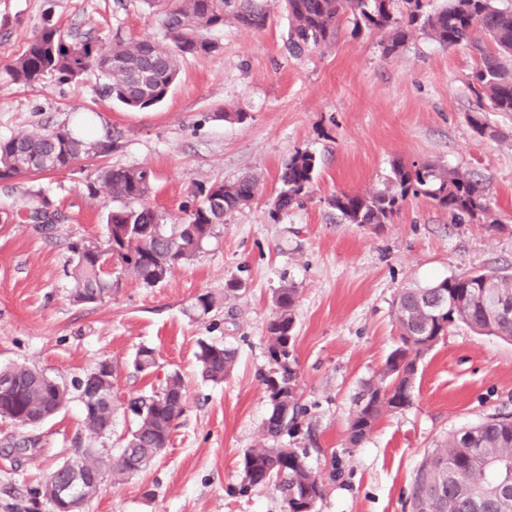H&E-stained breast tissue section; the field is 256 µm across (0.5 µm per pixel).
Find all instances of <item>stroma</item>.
<instances>
[{
	"instance_id": "1",
	"label": "stroma",
	"mask_w": 512,
	"mask_h": 512,
	"mask_svg": "<svg viewBox=\"0 0 512 512\" xmlns=\"http://www.w3.org/2000/svg\"><path fill=\"white\" fill-rule=\"evenodd\" d=\"M260 2L270 14L265 29L229 21L211 31L214 52L186 60L156 107L130 111L103 97L93 74L31 88L6 67L46 22L80 39L160 37L145 0H0V138L57 127L78 133L89 122L92 139L116 135L121 143L69 171L0 182V209L39 193L66 216L48 232L0 224V368L23 364L71 383L107 360L116 392L112 433L102 439L83 427L74 392L38 426L0 419V512H28L32 490L77 449L112 454L133 425L129 399L174 371L185 379L187 402L168 448L139 475L105 479L83 512H285L274 485L243 488L241 471L244 453L268 442L266 380L275 366L266 327L282 288L298 291L302 413L279 443L302 451L322 481L316 512H410L425 454L492 414L512 412V342L459 325L422 357L411 404L383 415L361 444L347 440L363 383L380 380L397 345L399 292L473 270H512V113L491 111L470 91L477 58L466 47H442L417 29L387 56L381 34L352 35L347 19L333 43L294 57L284 48L288 20L279 0ZM224 112L234 120H221ZM475 114L505 139L475 133L468 121ZM305 150L319 164L314 188L271 218L278 175ZM396 157L479 174L496 223H457L424 197L407 199L388 224L339 221L329 198L390 188ZM106 165L152 168L149 200L168 218L216 182L252 174L261 190L163 282L149 287L116 267L110 297L76 304L71 246L105 240L115 206L107 192L86 190ZM230 282L239 292L228 299ZM207 292L217 304L203 315L192 304ZM202 341L238 352L222 384L200 376ZM142 347L156 354L148 374L134 363ZM27 437L34 450L14 452Z\"/></svg>"
}]
</instances>
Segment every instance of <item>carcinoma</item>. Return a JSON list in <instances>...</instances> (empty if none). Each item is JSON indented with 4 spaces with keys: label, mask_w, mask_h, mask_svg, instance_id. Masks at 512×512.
I'll list each match as a JSON object with an SVG mask.
<instances>
[{
    "label": "carcinoma",
    "mask_w": 512,
    "mask_h": 512,
    "mask_svg": "<svg viewBox=\"0 0 512 512\" xmlns=\"http://www.w3.org/2000/svg\"><path fill=\"white\" fill-rule=\"evenodd\" d=\"M161 16L159 39L110 44L70 40L59 27L44 23L28 41L24 52L7 65L12 79L32 86L47 77L59 83L93 72L102 82L104 94L132 110L150 109L161 103L178 78L183 62L216 50L208 37L213 29L224 27L231 16L241 26L262 30L269 13L253 0H145ZM288 17L285 47L288 52L303 51L336 40L341 21L351 15L353 31L368 30L383 35V53L391 55L403 47L415 29L426 32L446 47L466 46L478 58L470 89L495 112H512V10L496 5V0H449L434 12L424 10V0H284ZM485 33L489 42L474 38ZM469 123L479 136L504 139L491 131L482 117ZM119 148L116 140L88 142L63 128L37 134L19 133L0 138V181L20 176L63 170L93 153L106 157ZM316 157L296 152L279 175V187L270 201V214L277 217L301 203L314 187ZM154 173L146 167L104 166L86 183L89 195L97 185L110 191L121 206L107 217L105 244H85L87 251L74 254L69 272L71 298L78 304L102 301L113 283L105 276L104 258L117 257L124 270L146 286H154L153 273L172 271L194 258L224 224V216L252 201L260 192V181L245 174L230 183L217 182L204 192L192 210L167 221L149 202ZM391 190L371 194L341 192L328 199V205L349 224H387L408 197L423 196L437 207L463 219L484 220L492 212L491 199L483 180L469 171L448 170L433 165L391 162ZM223 200L215 210L212 199ZM22 216L29 224H45L52 216L64 221L52 202L37 193L11 207V216ZM448 292V309L433 316L428 310L438 291ZM297 291L282 288L274 304L275 315L267 327V345L279 386L293 382L295 307ZM398 345L391 355L398 356L405 373L423 354L425 338L443 336L452 326L465 325L473 331L512 341V272H466L445 278L435 287L404 288L395 301ZM197 358L201 376L214 384L224 382L232 371L237 350L229 345L199 344ZM134 363L140 371L156 367L150 348L136 352ZM388 382H366L361 393L369 396L371 409H356L348 421V441L357 445L367 438L376 420L384 413L398 411L411 403L413 385L402 378L391 386L394 376L384 373ZM9 379L12 390L0 393V411L9 413L13 423L23 426L43 410L65 407L69 392L62 382H49L43 374L24 365L0 369V379ZM278 391L270 392L272 413L264 424L265 435L273 440L290 432L297 424L301 408L277 402ZM128 409L134 426L123 436V445L107 459L88 448L81 450L83 466L112 470L118 479L144 470L143 461L165 447L174 422L185 410V383L179 373L166 376L158 389L132 399ZM109 412L84 414L83 426L103 437L112 432ZM501 456L512 461V414H495L448 438L421 461L412 488V512H486L500 498H512V480L493 483L487 478L482 456ZM274 483L286 512H303L322 496V482L295 448H252L244 455V487Z\"/></svg>",
    "instance_id": "1"
}]
</instances>
